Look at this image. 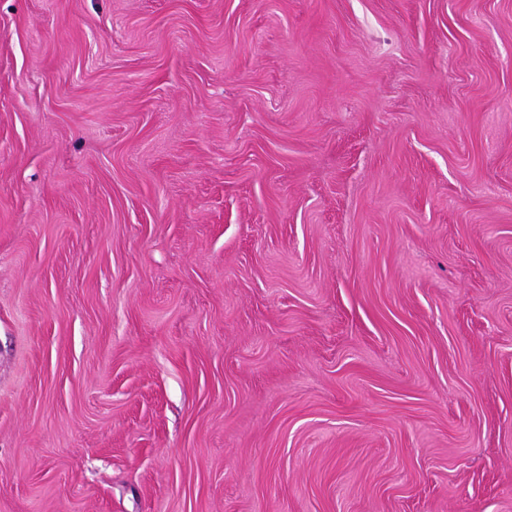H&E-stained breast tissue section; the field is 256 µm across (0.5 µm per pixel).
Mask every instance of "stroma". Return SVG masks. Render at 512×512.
I'll list each match as a JSON object with an SVG mask.
<instances>
[{"mask_svg":"<svg viewBox=\"0 0 512 512\" xmlns=\"http://www.w3.org/2000/svg\"><path fill=\"white\" fill-rule=\"evenodd\" d=\"M0 512H512V0H0Z\"/></svg>","mask_w":512,"mask_h":512,"instance_id":"obj_1","label":"stroma"}]
</instances>
